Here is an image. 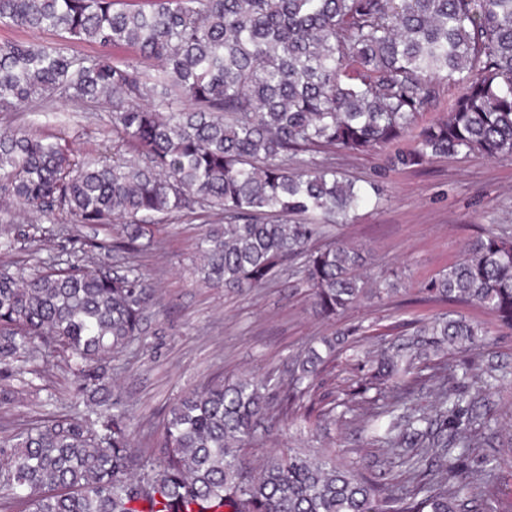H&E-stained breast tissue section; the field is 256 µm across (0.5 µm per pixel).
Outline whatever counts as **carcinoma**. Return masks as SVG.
I'll return each mask as SVG.
<instances>
[{"label": "carcinoma", "mask_w": 512, "mask_h": 512, "mask_svg": "<svg viewBox=\"0 0 512 512\" xmlns=\"http://www.w3.org/2000/svg\"><path fill=\"white\" fill-rule=\"evenodd\" d=\"M0 25L61 37L0 41L1 111L34 102L48 112L58 98L112 107V152L96 159L0 127V186L16 201L37 218L108 228L119 219L137 253L157 250L163 219L198 207L219 218L196 242L203 284L256 288L302 256L326 318L393 288L365 287L363 250L328 234L376 204V192L320 155L405 140L453 84L462 93L410 148L388 154V167L512 156V0H0ZM80 43L103 52L71 50ZM109 48L135 57L116 60ZM82 261L30 273L0 265V372L42 349L62 352L84 405L0 440V512H473L465 490L492 483L495 456L477 470L463 458L495 447L486 408L495 368L470 393L444 367L452 353L489 346L462 318L421 323L381 347L362 390L340 404L315 382L336 357L358 356L343 333L295 356L284 389L219 378L171 407L157 458L144 457L110 362L141 336L155 289L137 264L111 273ZM426 294L489 310L512 329V237L482 236ZM424 369L432 401L416 409ZM339 406L362 412L368 444L408 468L412 490L377 486L329 453L288 448L246 464L243 451L272 423L301 416L313 431Z\"/></svg>", "instance_id": "1"}]
</instances>
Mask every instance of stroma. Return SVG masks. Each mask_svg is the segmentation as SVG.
<instances>
[{
	"instance_id": "35a3bbf8",
	"label": "stroma",
	"mask_w": 512,
	"mask_h": 512,
	"mask_svg": "<svg viewBox=\"0 0 512 512\" xmlns=\"http://www.w3.org/2000/svg\"><path fill=\"white\" fill-rule=\"evenodd\" d=\"M109 113L110 106L103 101L81 112L64 103L50 112L25 105L0 112V126L26 125L92 154L109 130ZM327 160L342 177L383 188L385 197L378 209L359 211L335 235L363 248L368 275L394 282L397 294L382 302L357 304L327 320L317 315L310 290L294 265L258 288H209L200 284L193 268L198 261L195 242L210 216L198 210L165 221L156 256L140 258L157 290V299L146 312L145 333L131 354L112 363L115 391L134 415L135 447L151 451L169 407L217 377L284 379L291 355L336 331L349 334L366 353L394 339L397 323L462 317L481 324L492 347L484 353L449 356V372L464 374L469 390L476 388L477 376L489 365L501 366L505 374L490 403L502 443L495 451L498 468L491 497H480L479 502L494 512H512V330L489 311L421 299L422 289L464 259L478 237L490 231L512 233V156L487 160L459 154L395 171L387 168L381 151H336L328 153ZM28 219L22 206L0 194V228H13L11 259L28 266L63 262L72 259L81 243L93 240L97 246L90 253L89 269L112 270L123 262L116 249L121 223L106 231L49 218L32 225ZM365 370L364 361L338 358L335 370L319 381L317 390L344 400L358 389ZM0 390L13 395L0 405V439L64 413L75 396L65 361L44 353L10 377H0ZM288 446L325 449L382 485L412 484L404 467L379 462L364 438L361 420L351 414L327 420L315 435L300 423L274 425L263 441L245 450L244 458L253 465Z\"/></svg>"
}]
</instances>
